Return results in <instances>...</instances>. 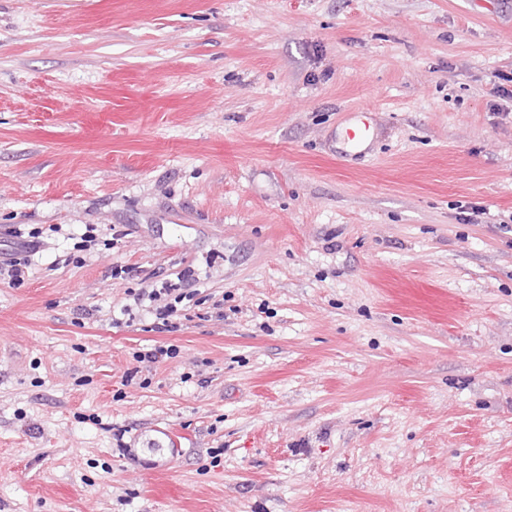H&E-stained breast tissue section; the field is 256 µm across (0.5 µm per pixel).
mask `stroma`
<instances>
[{"mask_svg":"<svg viewBox=\"0 0 512 512\" xmlns=\"http://www.w3.org/2000/svg\"><path fill=\"white\" fill-rule=\"evenodd\" d=\"M499 73L512 0H0V512H512ZM25 233L20 231H14L13 238L16 240L13 242L0 244V276H3L4 280H8L9 284L13 286H20L25 280V269L29 266L30 255H33L31 249L36 246L34 240H27V238H39V232L33 231L28 233V237H24ZM2 246L10 248L11 253H7V249H3ZM2 254L8 255L9 257H2ZM3 258V259H2ZM190 270H185L177 277L178 282H173L169 279H162L160 282V288H152L151 291H140L134 293L129 291V296H134V302L137 304L147 296L152 306H149L151 313L155 319L153 329L159 332H174L177 331L181 324L177 322L181 320L180 312L183 309L181 304L184 300L191 301L194 296L197 295V289L188 291L190 288L187 287L188 278L191 276Z\"/></svg>","mask_w":512,"mask_h":512,"instance_id":"stroma-1","label":"stroma"}]
</instances>
